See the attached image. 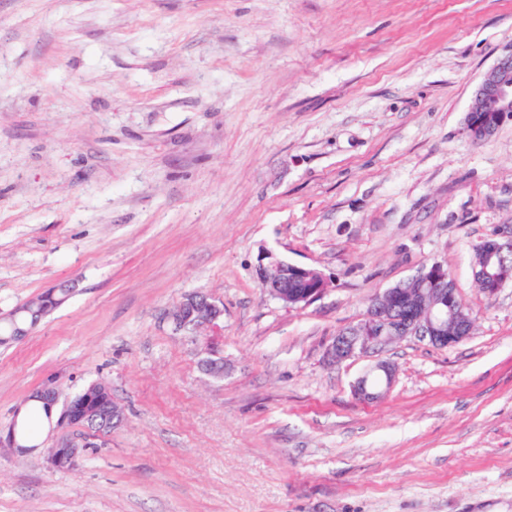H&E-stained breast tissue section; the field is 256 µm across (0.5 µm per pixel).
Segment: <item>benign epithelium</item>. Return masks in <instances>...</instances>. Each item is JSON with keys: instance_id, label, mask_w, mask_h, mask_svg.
I'll list each match as a JSON object with an SVG mask.
<instances>
[{"instance_id": "7a95c632", "label": "benign epithelium", "mask_w": 512, "mask_h": 512, "mask_svg": "<svg viewBox=\"0 0 512 512\" xmlns=\"http://www.w3.org/2000/svg\"><path fill=\"white\" fill-rule=\"evenodd\" d=\"M512 118V48L491 68L484 72L478 84L465 118L464 133L472 143L491 138L506 118ZM512 253V237L506 242L495 241L483 258L473 263V276L485 296L492 298L511 281L503 272L494 256ZM444 265L435 262L412 277L400 282L383 294L372 298L363 320L354 327L339 333L328 349L333 362L354 357H373L389 343L406 336L416 335L435 346H452L465 339L471 329V313L459 300L457 289L448 282ZM256 277L260 287L272 298L287 307H304L320 299L327 290L328 281L319 271L287 260L267 251L261 254L256 265ZM312 282L314 287L302 291H290L285 287L288 279ZM69 287L62 282L37 296L41 309L34 310L25 302L7 315L0 316V325L11 324L9 341L15 343L28 336L44 318V309L59 302L60 290ZM405 300L410 309L406 322L398 324L385 305L390 301ZM224 309L200 292L185 296L171 314L176 330L193 335L208 332L213 336L220 331L219 322ZM213 349L212 339L201 348L205 358L203 371L214 378L224 375V365L207 358ZM396 369L386 360H379L360 377L354 385V394L363 400L380 398L395 380ZM29 400L44 404L48 411L58 409L52 428L60 432L48 449V460L57 470L69 471L77 466L79 457L88 443L77 430L94 416L111 423L122 415L120 407L112 401L90 396L61 398L55 381L50 380L36 389Z\"/></svg>"}]
</instances>
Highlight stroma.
I'll use <instances>...</instances> for the list:
<instances>
[{
    "label": "stroma",
    "mask_w": 512,
    "mask_h": 512,
    "mask_svg": "<svg viewBox=\"0 0 512 512\" xmlns=\"http://www.w3.org/2000/svg\"><path fill=\"white\" fill-rule=\"evenodd\" d=\"M512 0H0V313L67 301L0 347V429L47 380L122 417L76 468L0 448V512H512V282L475 247L512 233V120L470 143ZM265 251L314 268L289 308ZM474 316L408 336L382 398L327 351L434 262ZM224 308L201 344L167 315ZM487 248L491 250L484 253L481 261L479 259L474 261L472 271L475 281L485 296L493 298L507 282L512 280L509 278V272H503L493 261L494 255L502 256L506 252L512 253V235L507 242L496 240ZM256 277L260 287L272 298L287 307H304L320 299L327 290L328 281L319 271L303 265L290 263L267 251L261 254L256 265ZM292 279H288V277ZM288 285L285 287V282ZM301 282H314V287L302 291H288L303 288Z\"/></svg>",
    "instance_id": "stroma-1"
}]
</instances>
